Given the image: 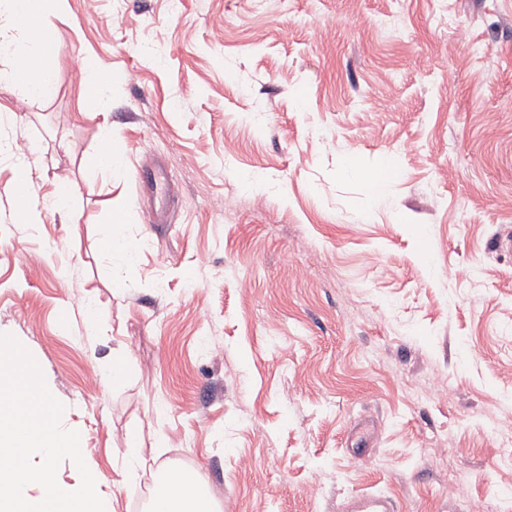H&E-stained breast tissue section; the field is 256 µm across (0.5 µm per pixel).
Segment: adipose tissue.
I'll return each mask as SVG.
<instances>
[{"label":"adipose tissue","instance_id":"obj_1","mask_svg":"<svg viewBox=\"0 0 512 512\" xmlns=\"http://www.w3.org/2000/svg\"><path fill=\"white\" fill-rule=\"evenodd\" d=\"M47 0H0V80L25 98L48 100L58 92L47 60L60 44L39 16ZM153 488L151 512H214L205 482L194 470L164 469Z\"/></svg>","mask_w":512,"mask_h":512}]
</instances>
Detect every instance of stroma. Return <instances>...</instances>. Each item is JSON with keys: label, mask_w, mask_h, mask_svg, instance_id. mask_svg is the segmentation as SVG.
I'll list each match as a JSON object with an SVG mask.
<instances>
[{"label": "stroma", "mask_w": 512, "mask_h": 512, "mask_svg": "<svg viewBox=\"0 0 512 512\" xmlns=\"http://www.w3.org/2000/svg\"><path fill=\"white\" fill-rule=\"evenodd\" d=\"M42 21L58 94L0 82V138L43 148L33 203L75 192L69 215L17 223L0 161V334L40 365L115 512L147 505L161 466L199 471L223 512L359 492L512 512V0H62ZM85 55L113 76L109 113L71 77ZM105 124L109 174L85 167ZM384 155L374 207L358 174ZM152 158L178 199L154 226L136 184ZM110 234L139 242L135 266ZM437 382L451 400L426 397Z\"/></svg>", "instance_id": "stroma-1"}]
</instances>
